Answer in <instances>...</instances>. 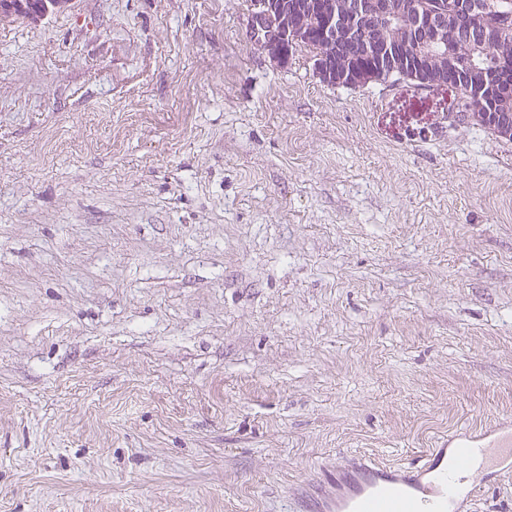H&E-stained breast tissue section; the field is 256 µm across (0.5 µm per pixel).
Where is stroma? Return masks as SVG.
Segmentation results:
<instances>
[{"label": "stroma", "mask_w": 512, "mask_h": 512, "mask_svg": "<svg viewBox=\"0 0 512 512\" xmlns=\"http://www.w3.org/2000/svg\"><path fill=\"white\" fill-rule=\"evenodd\" d=\"M250 9L0 32V512H289L512 418V140Z\"/></svg>", "instance_id": "stroma-1"}]
</instances>
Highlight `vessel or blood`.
I'll return each instance as SVG.
<instances>
[{
	"label": "vessel or blood",
	"instance_id": "obj_1",
	"mask_svg": "<svg viewBox=\"0 0 512 512\" xmlns=\"http://www.w3.org/2000/svg\"><path fill=\"white\" fill-rule=\"evenodd\" d=\"M512 476V421L443 435L426 457L410 466L366 459L325 471L332 495H296L291 512H470L490 479Z\"/></svg>",
	"mask_w": 512,
	"mask_h": 512
}]
</instances>
